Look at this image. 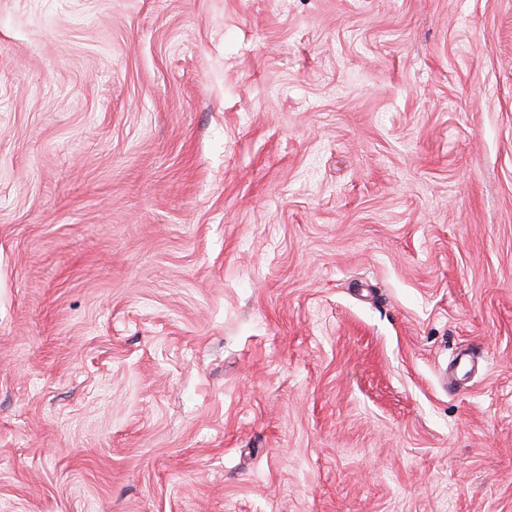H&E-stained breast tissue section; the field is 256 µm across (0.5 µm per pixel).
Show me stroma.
Instances as JSON below:
<instances>
[{"label": "stroma", "instance_id": "35a3bbf8", "mask_svg": "<svg viewBox=\"0 0 512 512\" xmlns=\"http://www.w3.org/2000/svg\"><path fill=\"white\" fill-rule=\"evenodd\" d=\"M0 512H512V0H0Z\"/></svg>", "mask_w": 512, "mask_h": 512}]
</instances>
